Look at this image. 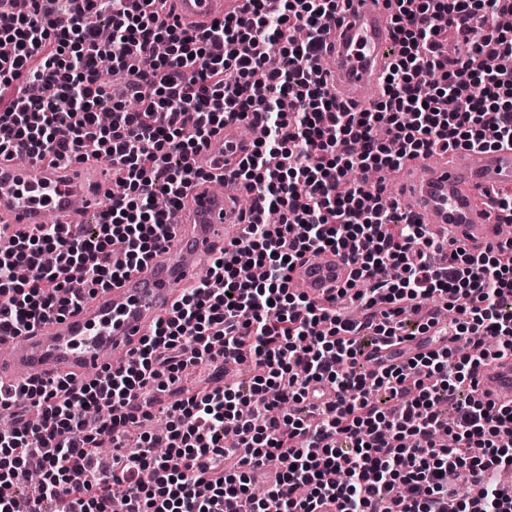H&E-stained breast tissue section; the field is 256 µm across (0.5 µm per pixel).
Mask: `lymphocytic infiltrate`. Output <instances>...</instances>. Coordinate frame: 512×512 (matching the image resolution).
Listing matches in <instances>:
<instances>
[{"instance_id": "1", "label": "lymphocytic infiltrate", "mask_w": 512, "mask_h": 512, "mask_svg": "<svg viewBox=\"0 0 512 512\" xmlns=\"http://www.w3.org/2000/svg\"><path fill=\"white\" fill-rule=\"evenodd\" d=\"M394 3L397 52L368 110L332 96L316 68L339 0H246L244 15L201 32L161 19L157 0H31V12L0 19L11 45L0 88L42 89L0 106V156L104 159L124 186L94 228L39 224L0 251V339L143 268L156 229L206 178L188 157L225 119L265 132L232 171L252 192L242 237L181 289L125 368L0 386L11 423L0 431V512H110L104 448L126 512H319L328 500L338 512H512V487L496 479L512 466V405L475 394L479 371L512 355V239L445 250L387 204L386 185L346 177L512 146V30L500 25L512 0ZM103 59L124 74L121 93L102 79ZM159 193L167 209L154 207ZM330 249L352 265L361 318L289 286L294 261ZM436 297L457 313L447 347L398 361L396 345L438 325ZM245 356L246 389L179 386L187 368ZM317 384L337 401L313 423L305 403ZM149 390L172 396L166 430L121 452ZM33 457L42 479L29 487ZM274 461L273 486L255 496V474ZM452 470L467 483H450Z\"/></svg>"}]
</instances>
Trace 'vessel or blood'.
Returning a JSON list of instances; mask_svg holds the SVG:
<instances>
[{"label":"vessel or blood","instance_id":"b4317fda","mask_svg":"<svg viewBox=\"0 0 512 512\" xmlns=\"http://www.w3.org/2000/svg\"><path fill=\"white\" fill-rule=\"evenodd\" d=\"M168 2L184 26L200 31L223 22L230 7V0ZM391 17L385 0H349L348 9L328 21L321 34L324 72L332 90L362 110L370 108V93L393 57ZM251 145L239 122L229 120L189 163L216 174L237 165ZM506 186L512 187V148L470 149L449 160L412 161L397 200L403 213L478 251L499 229L488 194ZM108 188L105 175L93 165L76 174L0 158V224L15 234L29 232L49 214L58 223L75 224L80 218L76 201L91 203ZM245 193L241 184L229 181L220 191L211 182L193 185L183 200V223L163 226L146 268L97 291L77 310L0 342V381L16 385L32 371L80 382L89 371L100 374L130 361L132 348L171 312L175 285L193 282L207 260L241 237ZM349 274L346 257L327 251L296 263L290 284L297 293L334 308L343 302L339 290ZM477 379L483 398L512 403V356L497 359Z\"/></svg>","mask_w":512,"mask_h":512}]
</instances>
